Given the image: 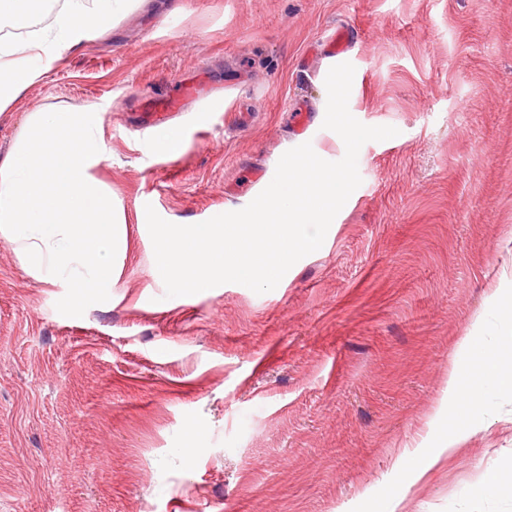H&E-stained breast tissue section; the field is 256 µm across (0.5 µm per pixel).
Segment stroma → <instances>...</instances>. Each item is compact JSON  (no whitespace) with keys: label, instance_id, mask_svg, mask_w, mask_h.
I'll return each mask as SVG.
<instances>
[{"label":"stroma","instance_id":"obj_1","mask_svg":"<svg viewBox=\"0 0 512 512\" xmlns=\"http://www.w3.org/2000/svg\"><path fill=\"white\" fill-rule=\"evenodd\" d=\"M340 28L351 114L398 134L361 147L323 252L264 294L166 298L146 206L197 224L246 207L293 147L344 156L323 126ZM200 77L166 156L139 109ZM88 105L128 258L67 317L0 240V512H512L488 489L512 472L510 394L412 473L450 369L502 329L490 295L512 293V0H146L0 111V156L34 109ZM351 32L348 29L337 30L336 33L331 34L326 40V46L330 54L337 64L344 63V54L351 45L352 41Z\"/></svg>","mask_w":512,"mask_h":512}]
</instances>
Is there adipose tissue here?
Masks as SVG:
<instances>
[{
    "label": "adipose tissue",
    "mask_w": 512,
    "mask_h": 512,
    "mask_svg": "<svg viewBox=\"0 0 512 512\" xmlns=\"http://www.w3.org/2000/svg\"><path fill=\"white\" fill-rule=\"evenodd\" d=\"M132 0H94L87 8L79 0L56 12L50 28L37 26L46 0H0V21L23 34L22 43L0 42V108L12 103L19 93L48 74L53 63L67 50L89 36L105 34ZM479 370L468 378L458 371L448 377V395L456 397L459 385H466L473 404H482L488 385L512 394V324L503 329L496 344L477 356Z\"/></svg>",
    "instance_id": "ef3b65f1"
}]
</instances>
